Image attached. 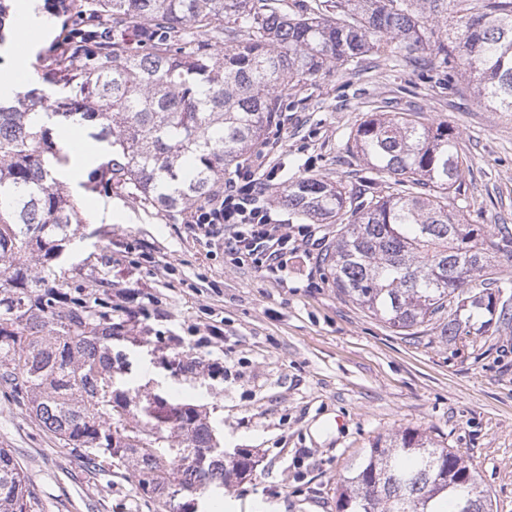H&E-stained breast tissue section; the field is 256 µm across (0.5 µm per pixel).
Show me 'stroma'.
Returning <instances> with one entry per match:
<instances>
[{"label":"stroma","mask_w":512,"mask_h":512,"mask_svg":"<svg viewBox=\"0 0 512 512\" xmlns=\"http://www.w3.org/2000/svg\"><path fill=\"white\" fill-rule=\"evenodd\" d=\"M385 98L416 102L424 121L457 136L468 160L464 222L512 228V112L487 110L467 81L440 70L394 69L370 55L288 91L248 163L279 184L315 175L355 186L367 170L350 134ZM85 179L81 168L66 181L86 222L70 241L65 278L111 280L113 303L144 339L114 343L133 387L182 394L207 411L225 451H255L251 479L218 494L222 512H337V481L374 439L408 427L463 456L493 512H512V324L455 346L435 321L401 335L338 296L320 263L335 225L297 223L269 200L293 246L272 276L232 264L221 239H199L181 217L120 189L88 191ZM133 291L152 304L129 301ZM165 336L199 368H163ZM0 448L11 449L44 512H150L132 483L87 474L1 394Z\"/></svg>","instance_id":"stroma-1"}]
</instances>
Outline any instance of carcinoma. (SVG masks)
<instances>
[{"instance_id": "carcinoma-1", "label": "carcinoma", "mask_w": 512, "mask_h": 512, "mask_svg": "<svg viewBox=\"0 0 512 512\" xmlns=\"http://www.w3.org/2000/svg\"><path fill=\"white\" fill-rule=\"evenodd\" d=\"M14 0H0V45ZM336 0L290 12L281 0H45L64 17L45 82L0 100V389L96 474L150 484L163 512L232 478L214 427L195 406L155 394L138 404L116 378L111 283L91 290L55 266L81 223L58 168V123L94 128L90 190H126L188 214L224 188V174L261 139L280 96L373 53L394 67H446L483 103L512 112V0ZM369 176L350 190L317 176L271 189L297 221L340 228L322 262L336 291L403 332L442 321L448 344L512 321L496 296L512 283L496 258L512 239L457 212L466 158L448 125L373 112L352 135ZM469 273L465 280L458 268ZM479 281L481 290L470 284ZM180 449L170 452L171 447ZM338 512H490L460 455L414 428L375 439L336 488ZM0 512H43L11 451L0 448Z\"/></svg>"}]
</instances>
